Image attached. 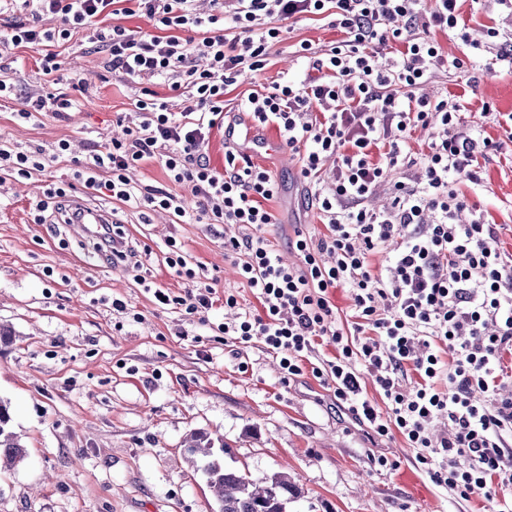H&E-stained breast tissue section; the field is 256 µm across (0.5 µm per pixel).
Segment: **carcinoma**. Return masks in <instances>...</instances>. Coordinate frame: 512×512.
I'll return each mask as SVG.
<instances>
[{
	"mask_svg": "<svg viewBox=\"0 0 512 512\" xmlns=\"http://www.w3.org/2000/svg\"><path fill=\"white\" fill-rule=\"evenodd\" d=\"M10 421L9 407L0 401V468L11 467L26 457ZM184 447L191 455L199 456L197 469L212 488L218 512H288V505L303 495L286 472L256 480L244 470L226 466L224 456L231 455V450L221 435L195 430L187 435Z\"/></svg>",
	"mask_w": 512,
	"mask_h": 512,
	"instance_id": "cac0c4a2",
	"label": "carcinoma"
}]
</instances>
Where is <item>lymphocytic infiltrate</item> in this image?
I'll list each match as a JSON object with an SVG mask.
<instances>
[{"label": "lymphocytic infiltrate", "mask_w": 512, "mask_h": 512, "mask_svg": "<svg viewBox=\"0 0 512 512\" xmlns=\"http://www.w3.org/2000/svg\"><path fill=\"white\" fill-rule=\"evenodd\" d=\"M37 14L59 18L58 29L26 20L9 24L0 45L42 52L45 75L60 71L52 44L95 28L113 72L131 79L172 76L171 90L188 89L182 112L169 111L154 93L135 103L125 136L75 160L73 179L48 184L35 223L52 222L60 199L81 186L131 209H161L180 222L236 224L240 237L224 241V255L260 304L241 310L225 292L231 316L215 325L225 344L254 343L279 359L280 381L290 386L311 373L332 388L337 409L372 436L400 433L432 482L466 500L480 494L495 512H512V256L500 250L497 227L483 213H468L459 184L479 185L480 161L498 144L465 126L459 101L424 92L430 68L468 70L471 54L447 57L430 30L469 35L461 0H213L214 14L198 13L195 0H36ZM147 18L150 33L113 25L114 11ZM333 12L345 35L316 55L309 42L296 49L317 79L278 82L241 100L239 111L259 126L276 125L299 154V177L327 228L321 238L297 233L288 247L298 264L284 263L263 230L275 223L266 203L280 185L270 172L234 148L216 171L204 151L212 129L224 121V93L242 71L262 70L282 24ZM237 33L228 36L225 22ZM398 54L384 58L390 43ZM403 97H396L395 89ZM441 133L427 153L412 157L407 141L417 127ZM43 150L0 144V174L31 179L44 172ZM160 160L174 183H191L198 199L188 211L181 196L132 185L128 173ZM419 167L420 181L393 179L399 168ZM388 185L391 201L368 200ZM386 253L379 272L368 257ZM348 289L355 320L342 324L329 291ZM155 300L205 323L216 299L212 286L184 295L162 289ZM333 356L313 360L317 347ZM449 360H442L441 350ZM418 381L404 384L408 374ZM373 382L387 406L365 396ZM447 419L437 430L439 419Z\"/></svg>", "instance_id": "obj_1"}]
</instances>
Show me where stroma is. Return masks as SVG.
<instances>
[{"mask_svg":"<svg viewBox=\"0 0 512 512\" xmlns=\"http://www.w3.org/2000/svg\"><path fill=\"white\" fill-rule=\"evenodd\" d=\"M461 16L474 39L493 24L512 29V12L497 0H464ZM341 37L320 16L285 22L265 68L229 87L227 107L286 78L309 80L314 71L298 58L297 45L306 41L320 51ZM92 39L86 29L57 46L56 85L43 76L39 52L0 54V81L15 89L0 97V141L48 152L65 139L82 158L110 142L119 113L133 111L143 88L182 111L184 96L166 82L146 85L112 73ZM477 54L484 68L476 75L438 68L424 90L460 97L466 124L500 142L480 164V186L466 195L497 224L499 245L512 255V141L496 120L512 113V70L493 63L485 49ZM75 78L82 90L72 88ZM45 92L67 94L78 106L65 119L50 112L20 118L23 97ZM486 105L492 116H482ZM260 134L278 150L253 160L281 184L267 204L278 218L267 236L293 263L288 240L295 231L320 236L326 228L317 209L304 204L297 167L281 164L287 145L278 128ZM72 172L71 159L61 158L32 179L0 181V324L13 331L12 342L0 344V400L27 447L23 462L0 470V512H217L184 446L195 429L223 434L232 467L253 477L293 475L304 495L290 512H492L482 495L463 500L432 483L401 434L373 445L312 376L283 387L276 358L261 344L231 351L210 326L154 299L153 289L180 295L190 287L165 263L173 238L205 265L217 292H236L244 309L257 307L224 258V238L242 235L238 225L178 224L162 211L142 217L125 210L122 229L139 262L131 272L94 259L69 225L34 223L44 186L71 181ZM116 298L126 312L113 310ZM379 450L389 467L372 464Z\"/></svg>","mask_w":512,"mask_h":512,"instance_id":"stroma-1","label":"stroma"}]
</instances>
